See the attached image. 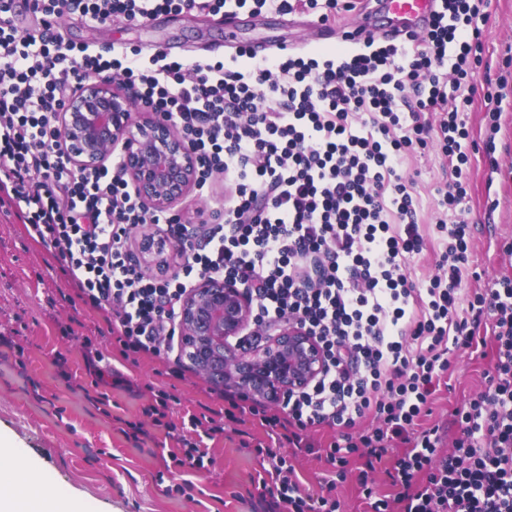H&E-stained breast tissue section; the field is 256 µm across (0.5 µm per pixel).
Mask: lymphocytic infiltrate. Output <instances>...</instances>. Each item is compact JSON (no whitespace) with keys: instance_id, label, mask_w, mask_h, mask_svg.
<instances>
[{"instance_id":"lymphocytic-infiltrate-1","label":"lymphocytic infiltrate","mask_w":512,"mask_h":512,"mask_svg":"<svg viewBox=\"0 0 512 512\" xmlns=\"http://www.w3.org/2000/svg\"><path fill=\"white\" fill-rule=\"evenodd\" d=\"M0 0V201L61 260L84 303L107 311L123 351L172 344L182 296L217 274L253 297L257 319H298L322 344L323 374L279 413L224 393L269 436L308 448L331 429L325 491L302 488L293 465L259 477L271 512H338L332 496L351 458L369 512H512V278L463 296L470 271L465 219L474 73L484 66L490 0H439L421 41H367L334 53L236 50L230 61L169 59L163 51L96 49L64 36L65 21L133 24L161 13L269 9L320 22L353 0ZM119 79L139 105L170 123L198 160L197 192L214 174L233 185L227 205L195 224L142 206L117 160L76 169L57 136L60 110L86 79ZM437 114L429 124L425 113ZM437 144L455 180L434 200L439 275L419 286L407 267L422 253L419 204L402 171ZM154 225L185 261L146 273L130 230ZM491 348L485 391L448 422L426 424L451 357ZM371 420L359 430L363 420ZM400 449L378 497L370 475Z\"/></svg>"}]
</instances>
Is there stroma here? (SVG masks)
Segmentation results:
<instances>
[{"instance_id":"stroma-1","label":"stroma","mask_w":512,"mask_h":512,"mask_svg":"<svg viewBox=\"0 0 512 512\" xmlns=\"http://www.w3.org/2000/svg\"><path fill=\"white\" fill-rule=\"evenodd\" d=\"M69 37L77 44L111 43L151 52L166 49L186 58H229L235 45L250 41L275 52L296 41L314 47L323 27L288 24L271 11H241L234 34H226L213 16L160 14L141 23L91 26L71 20ZM488 68L474 78L476 93L468 128L477 144L494 140L499 170L490 173L484 152L469 166L468 214L472 226L473 277L468 289L484 288L512 277V0H491L484 27ZM504 94L507 106L499 131L485 117L486 90ZM405 176L416 181L421 202L419 230L429 243L408 275L421 283L437 274L433 243L438 186L455 176L438 148L409 156ZM103 351L99 374H91L89 348ZM452 392L439 394L433 420L443 422L464 396L485 389L490 356L465 352L454 358ZM125 383L113 385V373ZM170 397L167 426L145 415L160 393ZM224 400L203 377L180 360L133 353L122 358L113 347L103 314L84 305L50 252L32 239L24 224L0 209V444L15 449L12 468L26 480H47L63 498L67 512H267L255 480L272 469L275 458L258 454L269 444L265 427L253 416L224 417ZM215 411L222 433L208 440L214 459L208 469L181 473L171 459L182 435L184 417ZM142 434H135V427ZM329 429L312 432L318 451L292 454L299 479L309 492L320 490L329 465L322 451Z\"/></svg>"}]
</instances>
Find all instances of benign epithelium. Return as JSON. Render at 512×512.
Wrapping results in <instances>:
<instances>
[{
  "mask_svg": "<svg viewBox=\"0 0 512 512\" xmlns=\"http://www.w3.org/2000/svg\"><path fill=\"white\" fill-rule=\"evenodd\" d=\"M58 135L71 163L101 166L119 153L134 194L148 209L177 205L196 187L190 145L168 123L143 116L130 95L92 78L65 104ZM142 261L171 274L158 237L148 226L133 232ZM179 352L190 368L218 389L238 390L252 401L282 404L324 369L321 343L285 321L262 326L253 299L231 280L201 277L179 306Z\"/></svg>",
  "mask_w": 512,
  "mask_h": 512,
  "instance_id": "obj_1",
  "label": "benign epithelium"
}]
</instances>
